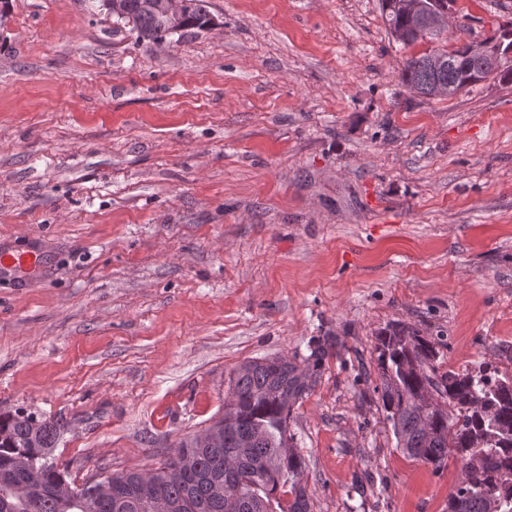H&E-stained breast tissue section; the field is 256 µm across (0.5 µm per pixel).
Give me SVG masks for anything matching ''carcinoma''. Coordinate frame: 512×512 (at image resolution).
I'll return each instance as SVG.
<instances>
[{
  "label": "carcinoma",
  "mask_w": 512,
  "mask_h": 512,
  "mask_svg": "<svg viewBox=\"0 0 512 512\" xmlns=\"http://www.w3.org/2000/svg\"><path fill=\"white\" fill-rule=\"evenodd\" d=\"M158 0H115L112 18L129 27L137 44L148 47L176 33L156 8ZM380 0L390 33L410 31L414 20ZM213 16L207 0H189L180 29L207 28ZM466 43L442 52L449 61L436 68L429 55L405 60L400 82L409 89L435 94L439 85L464 90L491 75L512 82V69L495 74L470 52ZM376 362L380 376L378 400L385 420L408 457L444 467L448 451L462 464L464 480L448 494V512H486V494L497 490L506 502L503 512H512V375L482 362L461 371H439L440 351L420 331L406 324L388 326L376 334ZM343 345L325 336L317 340L302 361L285 356L264 357L239 364L230 378L228 396L236 409L224 418L223 436L208 446L190 437L179 447L194 459L196 475L188 478L166 471L167 464L146 471L112 474L120 496L93 500L94 482L76 487L69 503L60 502L55 490L66 483L64 472L45 456L56 446L57 426L40 422L32 432L34 416L23 410L0 415V512H29L25 501L10 494L14 480L13 461L27 457L36 472V512H148L142 491L163 494L181 504L180 512H228L225 500L213 495L212 486L222 483L241 501L235 512H273L277 494L292 496L281 512H311L304 455L297 449L296 435L289 429L291 413L313 390L328 358L339 356Z\"/></svg>",
  "instance_id": "obj_1"
}]
</instances>
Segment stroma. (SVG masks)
<instances>
[{
    "mask_svg": "<svg viewBox=\"0 0 512 512\" xmlns=\"http://www.w3.org/2000/svg\"><path fill=\"white\" fill-rule=\"evenodd\" d=\"M145 48L100 0H11L0 26V414L60 429L82 484L154 469L222 414L233 369L327 360L289 422L313 512H448L461 462L407 457L375 335L512 374V83L422 97L404 61L512 26L396 43L378 0H209Z\"/></svg>",
    "mask_w": 512,
    "mask_h": 512,
    "instance_id": "35a3bbf8",
    "label": "stroma"
}]
</instances>
